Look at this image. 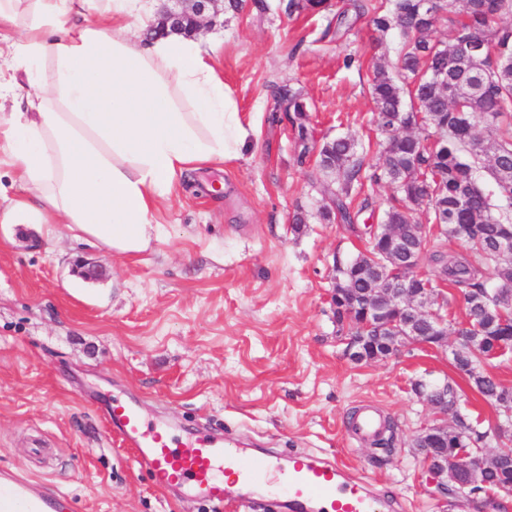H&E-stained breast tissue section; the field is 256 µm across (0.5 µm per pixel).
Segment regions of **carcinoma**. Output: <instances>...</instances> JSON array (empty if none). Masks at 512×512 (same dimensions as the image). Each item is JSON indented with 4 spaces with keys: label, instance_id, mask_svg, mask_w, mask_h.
Instances as JSON below:
<instances>
[{
    "label": "carcinoma",
    "instance_id": "obj_1",
    "mask_svg": "<svg viewBox=\"0 0 512 512\" xmlns=\"http://www.w3.org/2000/svg\"><path fill=\"white\" fill-rule=\"evenodd\" d=\"M373 7L370 22L386 33L392 29L404 38L403 49L392 67H374L371 95L380 114L378 131L383 137L381 163L368 165L357 153V139L346 133L315 140L310 115L299 93L286 86L276 97L297 132L298 160L316 153L324 180L336 181L331 202L321 207L327 223H342L356 232V212L369 206L368 199L353 208L355 193L365 182L386 180L395 191L387 200L382 223L414 224V212L425 206L434 224L448 225V233L462 232L469 239V256L436 250L431 260L441 280L460 289L466 324L474 336H512V309L498 305L492 289L512 287V258L495 257L492 249L512 238V0H437L427 14L422 0H387ZM451 26L448 44L433 38L438 24ZM436 72L448 74V82L471 87L463 105L449 88L430 80ZM413 127L427 131L423 137L408 133ZM484 172L495 195L479 184ZM336 287L362 293H392L402 284L383 267L370 263L365 253L336 262ZM453 366L468 376L470 386L485 400L496 402L501 382L480 371L477 352L462 347ZM459 448H476L489 433L460 416L456 420ZM489 488L512 484V458L506 466L485 475Z\"/></svg>",
    "mask_w": 512,
    "mask_h": 512
}]
</instances>
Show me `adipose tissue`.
Returning a JSON list of instances; mask_svg holds the SVG:
<instances>
[{
	"label": "adipose tissue",
	"instance_id": "ef3b65f1",
	"mask_svg": "<svg viewBox=\"0 0 512 512\" xmlns=\"http://www.w3.org/2000/svg\"><path fill=\"white\" fill-rule=\"evenodd\" d=\"M87 2L27 0L30 19L0 59V101L19 78L36 89L0 113V165L22 190L0 219L64 224L138 252L174 176L237 157L248 130L207 51L178 33L130 36L140 0H101L95 26L84 22Z\"/></svg>",
	"mask_w": 512,
	"mask_h": 512
}]
</instances>
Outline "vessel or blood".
Here are the masks:
<instances>
[{"mask_svg":"<svg viewBox=\"0 0 512 512\" xmlns=\"http://www.w3.org/2000/svg\"><path fill=\"white\" fill-rule=\"evenodd\" d=\"M110 416L113 430L134 449L139 467L156 476L161 489L181 487L207 504L233 503L237 512L247 508V492L260 487L286 495L292 512H312L316 501L330 505L332 512H375L364 481L344 480L341 465L304 453L284 463L273 457L257 460L205 432L179 439L148 423L131 401H113ZM64 502L63 495L43 493L20 472L0 475V507L5 512H62Z\"/></svg>","mask_w":512,"mask_h":512,"instance_id":"vessel-or-blood-1","label":"vessel or blood"}]
</instances>
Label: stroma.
I'll list each match as a JSON object with an SVG mask.
<instances>
[{
  "label": "stroma",
  "instance_id": "stroma-1",
  "mask_svg": "<svg viewBox=\"0 0 512 512\" xmlns=\"http://www.w3.org/2000/svg\"><path fill=\"white\" fill-rule=\"evenodd\" d=\"M263 2L244 0L193 36L217 47L249 144L177 180L147 249L118 254L62 224L0 223V469L67 493L70 512H209L159 490L121 446L107 410L131 398L180 436L208 426L251 453L346 463L375 492L377 512H473L472 500L429 492L415 440L432 413L414 384L451 381L458 413L485 431L499 409L449 349L409 344L362 363L345 355L330 304L334 261L367 242L321 220L322 176L314 159L298 162L274 95L283 85L300 92L316 138L352 133L378 164L373 67L396 61L402 39L365 15L328 31L353 0L319 14ZM299 211L307 222L296 233ZM93 266L105 276L86 279ZM367 405L394 427L390 452L349 428Z\"/></svg>",
  "mask_w": 512,
  "mask_h": 512
}]
</instances>
